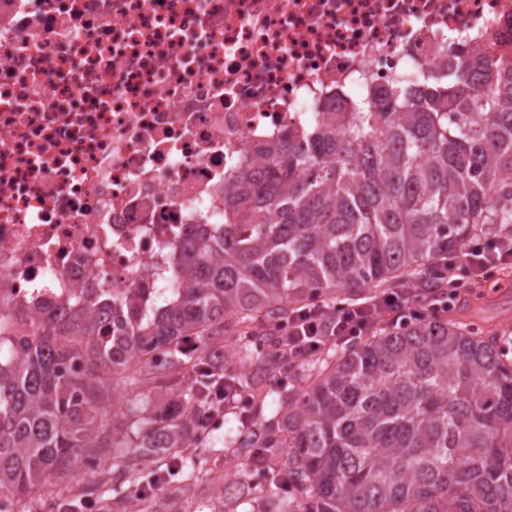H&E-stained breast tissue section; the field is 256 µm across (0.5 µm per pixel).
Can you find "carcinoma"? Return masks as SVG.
<instances>
[{
	"instance_id": "cac0c4a2",
	"label": "carcinoma",
	"mask_w": 512,
	"mask_h": 512,
	"mask_svg": "<svg viewBox=\"0 0 512 512\" xmlns=\"http://www.w3.org/2000/svg\"><path fill=\"white\" fill-rule=\"evenodd\" d=\"M439 82L370 90L266 146L224 194L217 235L188 242L153 304L102 298L40 336L0 338V512L55 477L64 512L104 488L159 512L143 468L175 467L217 382L246 398L225 433L241 484L263 470L298 497L272 512H512V339L426 315L331 346L288 380L275 326L342 290L420 286L475 239L512 233V64L473 56ZM241 329L232 374L224 331ZM120 379L107 418L102 380Z\"/></svg>"
}]
</instances>
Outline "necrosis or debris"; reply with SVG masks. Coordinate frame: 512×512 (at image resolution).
I'll list each match as a JSON object with an SVG mask.
<instances>
[{
  "mask_svg": "<svg viewBox=\"0 0 512 512\" xmlns=\"http://www.w3.org/2000/svg\"><path fill=\"white\" fill-rule=\"evenodd\" d=\"M512 62V0H0V335L149 297L336 96Z\"/></svg>",
  "mask_w": 512,
  "mask_h": 512,
  "instance_id": "necrosis-or-debris-1",
  "label": "necrosis or debris"
}]
</instances>
